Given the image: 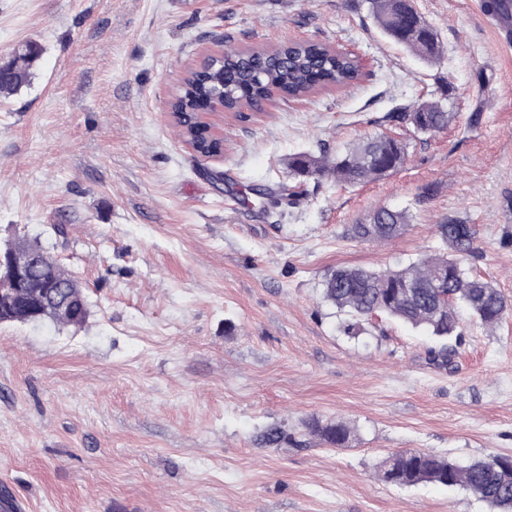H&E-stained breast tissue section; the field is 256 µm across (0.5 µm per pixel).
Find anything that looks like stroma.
I'll list each match as a JSON object with an SVG mask.
<instances>
[{"label": "stroma", "instance_id": "1", "mask_svg": "<svg viewBox=\"0 0 512 512\" xmlns=\"http://www.w3.org/2000/svg\"><path fill=\"white\" fill-rule=\"evenodd\" d=\"M427 61L367 0H0V61L28 41L32 78L0 98V242L26 235L86 290L83 328L0 324V500L19 512H498L461 488L378 479L388 455H512V314L461 313L437 341L375 318L356 338L322 294L339 266L397 267L474 229V270L512 300V47L473 0H414ZM289 39L350 53L345 91L281 94L215 115L194 152L170 116L188 69ZM447 104V130L407 115ZM385 134L405 164L374 182L301 180L290 155ZM296 187L263 210L249 188ZM405 211L384 243L350 233ZM63 225L57 235L55 225ZM342 420L341 448L311 435ZM284 432L272 444L268 428ZM437 232L444 242L452 244L457 255L471 253L474 231L469 224H441Z\"/></svg>", "mask_w": 512, "mask_h": 512}]
</instances>
